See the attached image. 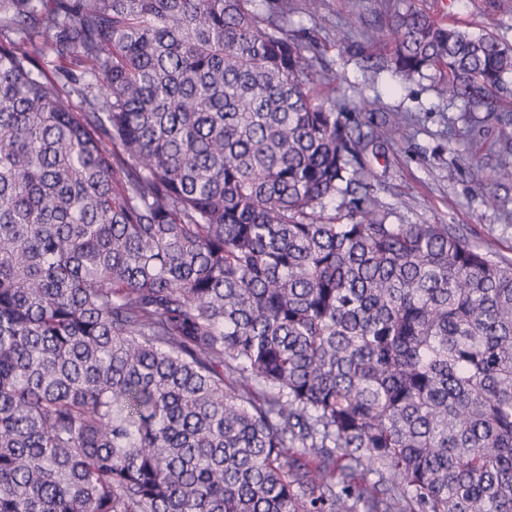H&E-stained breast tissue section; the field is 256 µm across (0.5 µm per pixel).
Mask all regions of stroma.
<instances>
[{
    "instance_id": "obj_1",
    "label": "stroma",
    "mask_w": 512,
    "mask_h": 512,
    "mask_svg": "<svg viewBox=\"0 0 512 512\" xmlns=\"http://www.w3.org/2000/svg\"><path fill=\"white\" fill-rule=\"evenodd\" d=\"M385 0H324V23L317 36L326 67L336 71L339 88L367 98L361 120L397 123L405 114L418 117L409 136L390 135L371 159L369 182L389 212L392 224H453L475 243L495 240L499 253L512 259V183L500 182L503 158L488 152L490 143L508 133L481 108L450 101L429 78L410 82L389 71L366 67L356 54L363 33L383 15ZM475 35L492 34L512 47V0H400ZM349 27L350 38L334 40L333 31ZM483 170L482 185L470 177L472 165Z\"/></svg>"
}]
</instances>
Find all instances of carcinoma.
<instances>
[{"instance_id": "1", "label": "carcinoma", "mask_w": 512, "mask_h": 512, "mask_svg": "<svg viewBox=\"0 0 512 512\" xmlns=\"http://www.w3.org/2000/svg\"><path fill=\"white\" fill-rule=\"evenodd\" d=\"M289 15L0 0V512H512V260L387 222ZM386 36L512 124V48Z\"/></svg>"}]
</instances>
